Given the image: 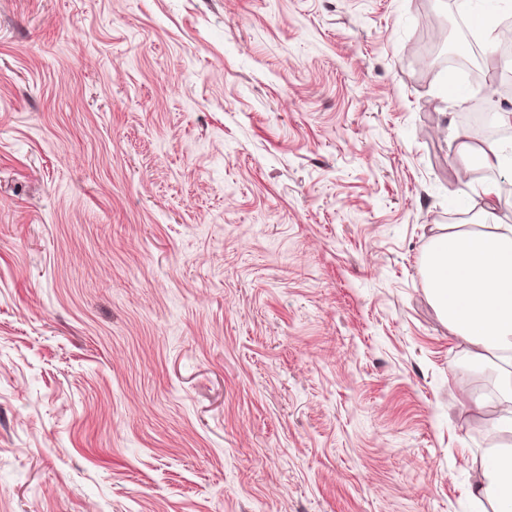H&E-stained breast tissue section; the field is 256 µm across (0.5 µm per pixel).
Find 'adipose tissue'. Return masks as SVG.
<instances>
[{"instance_id":"ef3b65f1","label":"adipose tissue","mask_w":512,"mask_h":512,"mask_svg":"<svg viewBox=\"0 0 512 512\" xmlns=\"http://www.w3.org/2000/svg\"><path fill=\"white\" fill-rule=\"evenodd\" d=\"M461 163L488 173L471 196L473 225L451 224L435 235L423 253L422 275L443 324L479 370L512 353V224L498 221L501 178L512 175V139L462 144ZM472 495L493 502L495 512H512V444L487 457Z\"/></svg>"}]
</instances>
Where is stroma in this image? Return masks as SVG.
I'll use <instances>...</instances> for the list:
<instances>
[{
  "mask_svg": "<svg viewBox=\"0 0 512 512\" xmlns=\"http://www.w3.org/2000/svg\"><path fill=\"white\" fill-rule=\"evenodd\" d=\"M455 4L0 0V512H493Z\"/></svg>",
  "mask_w": 512,
  "mask_h": 512,
  "instance_id": "stroma-1",
  "label": "stroma"
}]
</instances>
